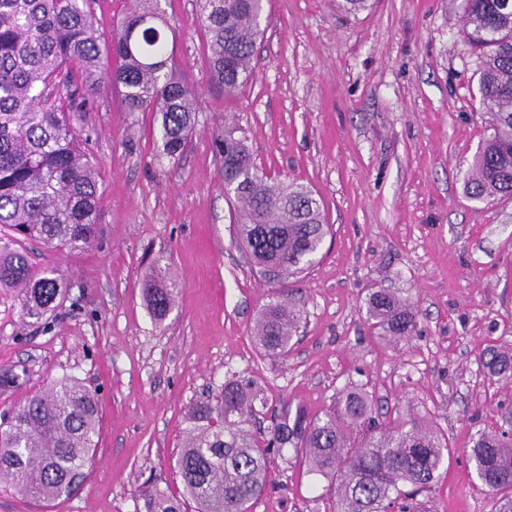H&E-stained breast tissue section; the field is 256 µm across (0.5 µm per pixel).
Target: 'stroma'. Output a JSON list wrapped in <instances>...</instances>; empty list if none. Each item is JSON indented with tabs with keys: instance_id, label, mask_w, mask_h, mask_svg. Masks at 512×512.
Instances as JSON below:
<instances>
[{
	"instance_id": "stroma-1",
	"label": "stroma",
	"mask_w": 512,
	"mask_h": 512,
	"mask_svg": "<svg viewBox=\"0 0 512 512\" xmlns=\"http://www.w3.org/2000/svg\"><path fill=\"white\" fill-rule=\"evenodd\" d=\"M372 2L353 15L339 0H264L253 78L228 96L209 82L195 0H160L167 53L196 95L186 151L166 157L157 115L95 95L74 130L99 173L97 237L72 253L30 244L34 268L67 284L48 324H24L17 292L0 290V369L24 373L0 415L74 376L98 394L99 441L70 496L0 491V512H145L148 482L181 495L187 408L235 376L263 389L271 413L320 415L352 387L383 416L416 408L452 450L421 512H493L469 450L512 407V378L484 366L489 351L512 352V199L465 194L489 116L460 41L462 0ZM232 124L275 181L314 191L332 227L319 263L287 285L307 322L284 360L260 356L252 333L273 286L234 235L214 147ZM160 267L180 290L158 323L145 290ZM379 288L412 297L409 342L369 330ZM270 467L252 512H325V479L293 451Z\"/></svg>"
}]
</instances>
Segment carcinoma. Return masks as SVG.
<instances>
[{
  "instance_id": "carcinoma-1",
  "label": "carcinoma",
  "mask_w": 512,
  "mask_h": 512,
  "mask_svg": "<svg viewBox=\"0 0 512 512\" xmlns=\"http://www.w3.org/2000/svg\"><path fill=\"white\" fill-rule=\"evenodd\" d=\"M135 5L107 45L97 36L89 0H0V289L19 291L23 319L39 323L63 302L67 285L52 268L35 270L27 243L57 251L88 247L97 232L99 179L75 137V110L59 83L87 95L108 86L129 112L161 117L162 152L180 156L194 123L195 94L169 65L159 0ZM263 0H196L208 35L209 80L233 95L252 78ZM462 43L478 58V93L491 115L489 134L465 178L479 203L512 199V0H463ZM119 65L102 81L103 56ZM226 128L215 138L235 234L251 264L269 282L298 279L321 251L331 225L308 187L276 185L254 164L244 139ZM176 284L159 277L147 288L148 307L162 321L173 307ZM277 291L261 308L259 349L282 358L306 321L305 312ZM367 322L387 342L416 335L418 312L409 298L372 292ZM486 367L512 372V356L491 353ZM267 399L245 379L191 403L176 465L179 497L154 488L145 512H250L270 482L269 456L287 448L329 479L327 512H416L413 498L431 490L450 454L448 438L411 411L381 423L374 399L352 388L323 415L297 408L270 416L253 429ZM474 440L470 458L494 501L512 512V424ZM99 403L94 391L65 376L36 394L0 424V489L39 502L69 495L96 447Z\"/></svg>"
}]
</instances>
